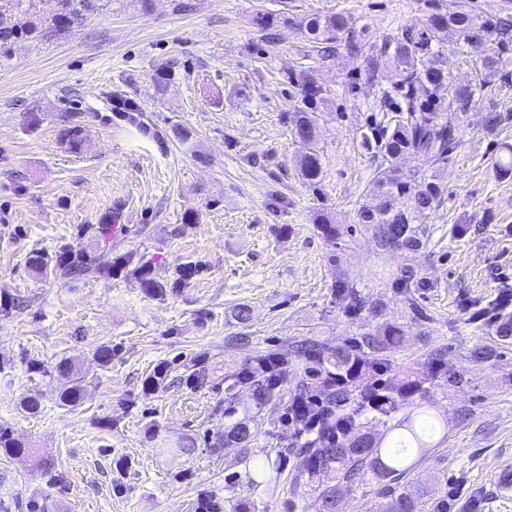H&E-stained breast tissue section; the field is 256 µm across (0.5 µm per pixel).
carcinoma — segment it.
Segmentation results:
<instances>
[{
	"mask_svg": "<svg viewBox=\"0 0 512 512\" xmlns=\"http://www.w3.org/2000/svg\"><path fill=\"white\" fill-rule=\"evenodd\" d=\"M56 22L69 25L79 17L72 0H56ZM346 21L336 15H315L305 23L312 42L325 43L323 51L331 49L337 34L345 30ZM451 32L464 42L476 45L485 39L502 42L512 35V17L488 19L482 23L462 8L431 15L427 28L415 35L409 31L389 47L394 64L406 71L409 84L396 104L397 115L384 134L370 127L361 134L360 145L387 160L412 152L434 161H446L457 144L456 130L441 120L442 94H448V104L462 111L473 92L472 85L454 83L448 62L441 60L442 51L432 48L440 34ZM293 134L300 146L301 176L315 187L321 181L322 163L316 149L315 113L303 109L294 114ZM370 193L373 202L359 209L358 220L372 228L380 246L388 249L417 250L423 243L426 226L420 223L442 196L438 183L424 177H401L394 168L378 171ZM404 197L406 207H396L397 199ZM128 271L141 287L153 294L163 293L148 264L133 261V255L122 254L108 264L96 262L85 251H68L61 257L54 272L69 278L85 275L110 276ZM335 293L349 312L366 307V301L357 289L340 283ZM400 330L391 327L379 336L367 333L362 341L346 342L332 350H317L309 358L318 368L304 371L293 386L284 385L288 363L298 354L294 347L277 353L256 355L246 360L235 373L224 377L228 399L236 389L246 385L251 400L259 408L277 400L284 406L281 424L304 428L306 414L319 412L324 417L323 429L317 436L299 448H283L277 457L290 453L303 457V468L292 474L291 486L298 489L310 485L322 476L327 482L314 487L321 502V512H339V494L342 489L356 488L366 482H376L384 499L383 512H448V490L437 498L426 499L407 492L401 479L410 473L435 447L441 425L430 411L424 382L405 374L396 383L377 377L384 371L391 353L396 349ZM57 371L69 379L70 386L61 394L60 403L74 408L80 404L84 379L71 361L57 364ZM410 414L393 422L404 409ZM380 424L385 433L392 434L388 444L372 433ZM258 433V423L249 409L244 416L231 421L224 430V443L247 449ZM270 457L256 461L251 485L263 488V496L272 499L280 492L281 476L268 475L266 462Z\"/></svg>",
	"mask_w": 512,
	"mask_h": 512,
	"instance_id": "carcinoma-1",
	"label": "carcinoma"
}]
</instances>
